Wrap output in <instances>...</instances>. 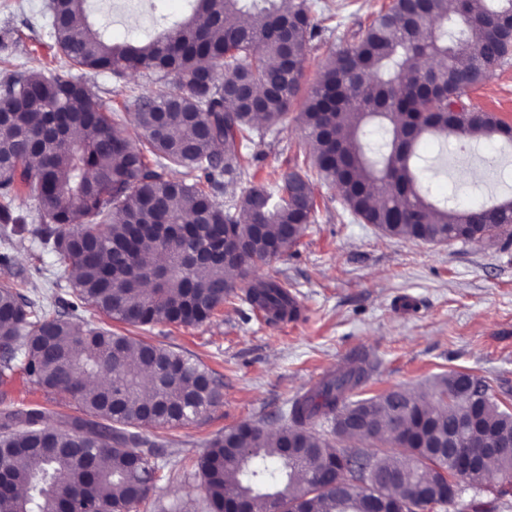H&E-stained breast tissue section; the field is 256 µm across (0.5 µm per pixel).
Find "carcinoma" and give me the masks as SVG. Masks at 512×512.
Here are the masks:
<instances>
[{
  "label": "carcinoma",
  "mask_w": 512,
  "mask_h": 512,
  "mask_svg": "<svg viewBox=\"0 0 512 512\" xmlns=\"http://www.w3.org/2000/svg\"><path fill=\"white\" fill-rule=\"evenodd\" d=\"M86 0H51L56 53L69 69L115 79L143 71L158 90L138 96L140 140L125 134L81 76L45 63L0 69V235L26 231L55 257L56 288L36 299L0 280V380L21 364L49 394L76 404L73 414L28 408L0 411L3 490L0 512H122L146 498L156 470L137 447L142 430L190 421L221 402L208 369L183 354L112 330L92 311L142 328L193 326L238 297L270 323L298 316L286 284L242 267L298 244L317 212L311 177L335 184L354 217L383 234L434 244L453 237L482 243L512 237V197L465 209L430 198L418 145L437 157L470 153L497 139L512 146V125L458 104L512 56L497 38L512 0H391L360 39L330 45L315 83L303 92L304 61L319 32L308 0H192L190 15L147 42L112 45L102 29L74 17ZM175 74L176 81L167 78ZM306 132L302 161L263 179L246 153L261 130L283 123L295 106ZM242 195L217 200L229 183ZM32 211L15 205L20 194ZM241 245L227 265L224 238ZM155 276L156 286L144 287ZM64 302L67 315L56 312ZM371 369L350 368L294 399L284 423L267 432L235 426L217 434L197 460L202 512L250 509L274 498L282 512H402L414 491L455 476L433 455L459 435L484 448L512 438V410L482 379L451 370L424 395L395 387L349 400ZM104 377L105 388L87 381ZM464 383L482 389L472 404L443 397ZM406 426L400 447L386 438L378 465L401 476L384 490L344 481L311 482L336 457L330 436L362 444L391 416ZM331 430L313 429L316 419Z\"/></svg>",
  "instance_id": "carcinoma-1"
}]
</instances>
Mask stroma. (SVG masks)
<instances>
[{"label": "stroma", "mask_w": 512, "mask_h": 512, "mask_svg": "<svg viewBox=\"0 0 512 512\" xmlns=\"http://www.w3.org/2000/svg\"><path fill=\"white\" fill-rule=\"evenodd\" d=\"M387 0H309L321 33L304 63L306 84H313L325 43L352 44L372 14ZM50 0H0V62L15 68L32 57L49 58ZM89 20L106 26L114 44L156 36L164 23L191 12L189 0H163L158 13L138 0H89ZM164 23H157V15ZM92 92L108 106L155 90L142 73L118 81L107 73L86 76ZM465 103L493 112L512 124V59L497 67L484 84L467 91ZM305 137L297 111H290L277 132L255 139L251 152L258 173L286 169ZM507 181H489L483 190H453L441 175L428 184L433 201L453 198L462 208L492 204L512 194V163ZM318 211L305 225L299 243L287 253L259 264L264 278L287 281L297 300L295 320L269 323L263 312L235 300L211 321L175 327L159 323L144 331L211 370L224 397L196 419L147 430L152 454L161 468L155 487L138 512H194L204 496L195 477L196 461L217 433L251 421L278 428L292 401L326 375L362 356L373 376L364 396L403 385L429 388L449 370L484 379L494 394L512 392V243L431 244L384 236L374 225L354 218L335 186L313 182ZM13 257L0 270L29 297L45 293L54 270L52 253L23 232L0 240V252ZM179 462L188 479L170 477L163 464Z\"/></svg>", "instance_id": "obj_1"}]
</instances>
